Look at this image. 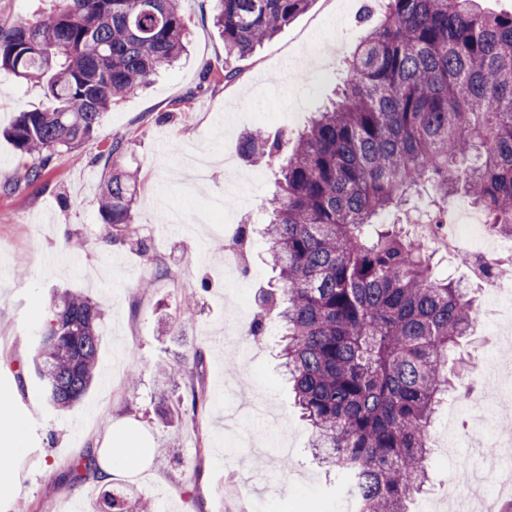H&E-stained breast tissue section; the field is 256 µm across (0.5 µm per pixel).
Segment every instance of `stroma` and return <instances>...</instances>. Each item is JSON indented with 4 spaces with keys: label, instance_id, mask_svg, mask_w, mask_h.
Masks as SVG:
<instances>
[{
    "label": "stroma",
    "instance_id": "stroma-1",
    "mask_svg": "<svg viewBox=\"0 0 512 512\" xmlns=\"http://www.w3.org/2000/svg\"><path fill=\"white\" fill-rule=\"evenodd\" d=\"M365 0H313L272 40L239 61L225 81L224 38L210 0H181L189 52L153 85L106 113L84 146L58 153L42 180L16 186L26 161L0 138V395L10 396L27 430L13 456L16 494L0 512H62L72 500L95 501L103 489L92 473L69 477L73 462L99 448L108 426L128 420L155 451L137 474L112 476L111 487L172 512H335L343 494L309 450L311 429L295 407L281 367L277 337L252 350L248 369H228L239 355L226 321L275 274L256 245L246 275L224 282L223 238H210L197 216L223 195L229 174L251 195L248 210L226 197L237 222H259L274 191V173L246 160L242 138L255 126L297 132L346 76L344 60L363 38L357 19ZM39 87L0 78V128L19 113L45 107ZM128 142L122 161L138 184L133 219L150 247L112 245L96 197L104 167L94 164L113 139ZM165 262L169 277L158 275ZM210 288L197 292L200 280ZM73 290L99 305L102 342L96 378L80 403L64 411L44 402L26 368L37 327L54 294ZM486 324L475 325L457 371L486 384L492 364L511 354ZM201 355L198 366L170 379L160 365ZM138 368L139 382L128 373ZM24 383H17V373ZM197 393L195 412L181 409ZM456 457L432 449L426 490L411 512H432L449 479H461ZM280 479L282 496L267 481Z\"/></svg>",
    "mask_w": 512,
    "mask_h": 512
}]
</instances>
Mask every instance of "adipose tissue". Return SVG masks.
<instances>
[{
  "mask_svg": "<svg viewBox=\"0 0 512 512\" xmlns=\"http://www.w3.org/2000/svg\"><path fill=\"white\" fill-rule=\"evenodd\" d=\"M150 438L136 425L117 421L109 427L99 450L97 477L107 483L115 470L135 472L145 468Z\"/></svg>",
  "mask_w": 512,
  "mask_h": 512,
  "instance_id": "1",
  "label": "adipose tissue"
}]
</instances>
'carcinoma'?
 Instances as JSON below:
<instances>
[{"instance_id": "carcinoma-1", "label": "carcinoma", "mask_w": 512, "mask_h": 512, "mask_svg": "<svg viewBox=\"0 0 512 512\" xmlns=\"http://www.w3.org/2000/svg\"><path fill=\"white\" fill-rule=\"evenodd\" d=\"M55 0L48 13L0 28V72L42 85L49 105L22 112L5 136L30 157L18 180L43 179L54 156L100 127L117 100L147 87L186 50L179 0ZM224 36V79L313 0H210ZM380 22L346 59L338 99L303 132L258 128L243 152L279 165L266 211L278 288L262 293L250 336L284 329L281 355L313 447L355 512H407L428 480L432 418L458 373L448 352L477 303L436 273L435 251L407 225L448 223L466 193L512 236V11L482 0H381ZM112 140L98 211L112 244L132 239L135 178ZM98 306L78 292L52 301L35 368L49 405L73 407L91 386L101 343ZM92 512H129L104 491Z\"/></svg>"}]
</instances>
